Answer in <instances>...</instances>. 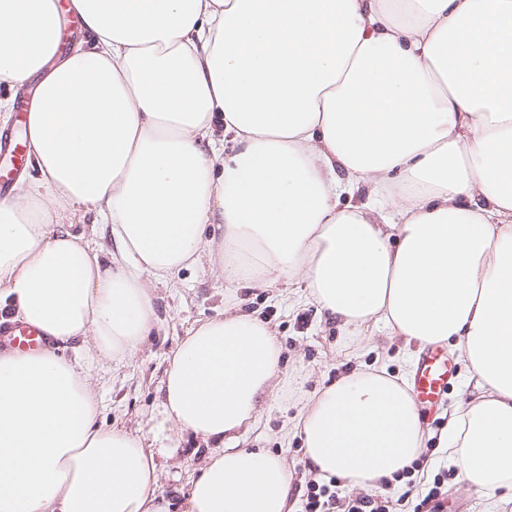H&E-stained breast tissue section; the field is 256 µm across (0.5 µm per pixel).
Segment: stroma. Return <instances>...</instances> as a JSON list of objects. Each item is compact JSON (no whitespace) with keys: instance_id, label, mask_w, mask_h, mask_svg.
<instances>
[{"instance_id":"1","label":"stroma","mask_w":512,"mask_h":512,"mask_svg":"<svg viewBox=\"0 0 512 512\" xmlns=\"http://www.w3.org/2000/svg\"><path fill=\"white\" fill-rule=\"evenodd\" d=\"M152 301L160 318L159 331L146 339L131 363L114 372L104 363L88 368L104 406L99 423L149 431L158 417L166 357L187 329L233 305L257 314L277 335L282 390L263 412L260 426L245 435L244 444L284 459L290 474L288 498L295 512H302L307 484L316 474L308 463L302 438L282 441L280 430L297 415L302 400L357 370L383 367L393 374L410 375L417 361L402 341L382 333L364 338L346 335L303 293L289 294L285 285L230 291L223 277L207 264L182 270L174 284L155 286ZM448 354L457 369L456 380L435 413L422 419L426 459L414 475L416 483L425 489L434 479H441L442 494L432 502L431 512H512V503L495 508L491 498L469 488L458 467L438 446L448 414L463 396L466 379V365L458 351L452 348ZM170 437L172 449L158 460L160 489L171 503V512H181L189 482L199 473L210 450L189 433L174 430Z\"/></svg>"}]
</instances>
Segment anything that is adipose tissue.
<instances>
[{
  "mask_svg": "<svg viewBox=\"0 0 512 512\" xmlns=\"http://www.w3.org/2000/svg\"><path fill=\"white\" fill-rule=\"evenodd\" d=\"M67 13L87 38L62 56ZM0 82L34 85L0 314L45 339L0 350V512H169L157 450L98 424L84 367L133 358L152 286L205 257L232 286L303 283L348 335L457 348L473 390L440 446L512 503V0H0ZM89 213L108 247L73 232ZM280 354L227 311L168 355L158 430L217 444L183 512H290L283 459L240 444ZM290 431L352 487L422 451L382 369L307 397Z\"/></svg>",
  "mask_w": 512,
  "mask_h": 512,
  "instance_id": "adipose-tissue-1",
  "label": "adipose tissue"
}]
</instances>
